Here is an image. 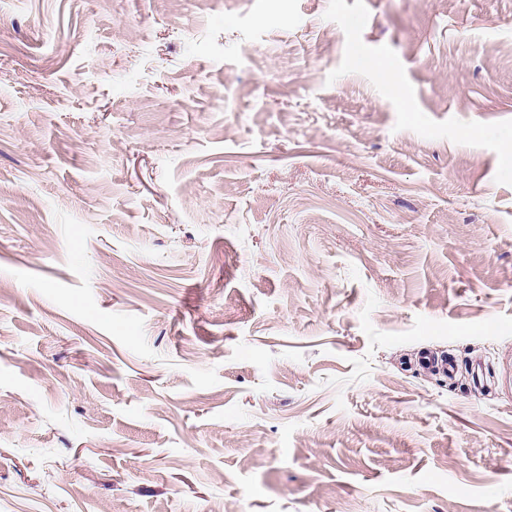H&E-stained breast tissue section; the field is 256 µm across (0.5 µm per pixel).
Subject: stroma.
I'll list each match as a JSON object with an SVG mask.
<instances>
[{"label":"stroma","mask_w":512,"mask_h":512,"mask_svg":"<svg viewBox=\"0 0 512 512\" xmlns=\"http://www.w3.org/2000/svg\"><path fill=\"white\" fill-rule=\"evenodd\" d=\"M0 512H512V0H0Z\"/></svg>","instance_id":"stroma-1"}]
</instances>
